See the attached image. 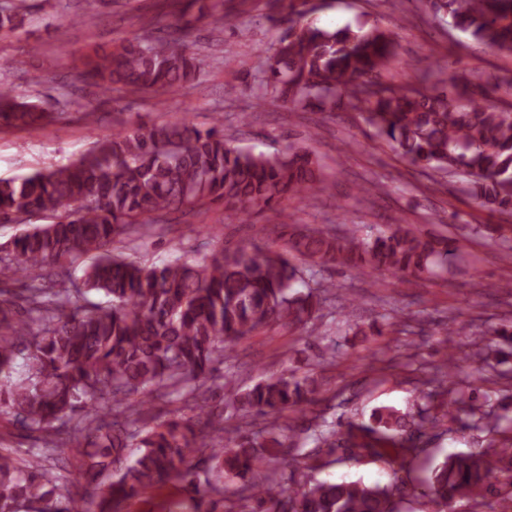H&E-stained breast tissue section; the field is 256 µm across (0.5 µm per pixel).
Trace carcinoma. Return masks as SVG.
Here are the masks:
<instances>
[{"mask_svg":"<svg viewBox=\"0 0 512 512\" xmlns=\"http://www.w3.org/2000/svg\"><path fill=\"white\" fill-rule=\"evenodd\" d=\"M436 16L482 46L512 54V0H425ZM20 0L0 8V35L23 25ZM289 0L288 35L277 41L260 81L264 92L292 105L328 102L359 113L375 134L411 165L461 177L488 211L512 216V101L477 103L426 85L378 79L395 39L377 27L328 31ZM187 25L136 38L120 50L86 54L79 76L106 92L164 94L195 81L199 59ZM54 116L0 90V130L48 124ZM320 164L306 151L256 153L235 145L215 124L189 120L140 125L100 140L74 161L0 181V222L45 216L0 248V277L23 281L24 315L0 289V411L36 435L23 459L0 451V512L20 503L38 512H121L131 500L175 481L194 512H216L224 484L237 485L241 512H394L402 487L360 481L306 482L287 493L276 480L282 448H343L390 462L421 451L443 421L487 432L486 448L444 456L420 481L430 512H462L483 491L489 512H512V318L478 334L463 374L454 338L437 349L432 389L412 412L372 410L369 421L342 429L317 421L283 428L285 411L306 416L322 390L313 370L271 375L244 389L234 383L231 352L239 341L273 327L315 337L333 284L306 276L280 251L258 245L222 247L203 261L176 259L146 268L113 248L132 242L185 207L222 204L246 213L287 197L306 200L325 189ZM289 251L316 266L399 280L445 269L458 247L408 225L373 236L288 224ZM486 225L512 262V237ZM89 259L81 288L64 281L63 262ZM302 290H296V287ZM101 291L105 307L86 308L76 295ZM23 360L16 371L17 360ZM225 375H214L216 365ZM499 386L495 406L482 382ZM192 401L194 418L158 421L147 396ZM141 399L136 400L134 396ZM92 406L93 414H80Z\"/></svg>","mask_w":512,"mask_h":512,"instance_id":"1","label":"carcinoma"}]
</instances>
